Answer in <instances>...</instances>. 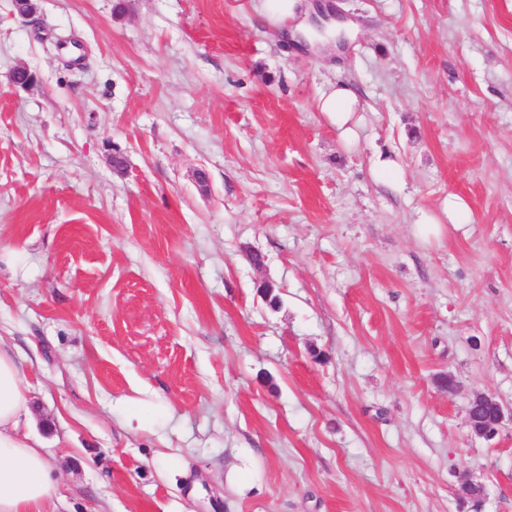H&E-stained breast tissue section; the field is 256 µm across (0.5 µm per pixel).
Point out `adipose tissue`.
<instances>
[{
	"mask_svg": "<svg viewBox=\"0 0 512 512\" xmlns=\"http://www.w3.org/2000/svg\"><path fill=\"white\" fill-rule=\"evenodd\" d=\"M358 105L356 94L338 84L323 94L318 108L349 137ZM28 415V385L21 365L12 349L0 342V512H55L56 482L45 448L24 427Z\"/></svg>",
	"mask_w": 512,
	"mask_h": 512,
	"instance_id": "adipose-tissue-1",
	"label": "adipose tissue"
}]
</instances>
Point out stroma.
I'll return each mask as SVG.
<instances>
[{
  "label": "stroma",
  "instance_id": "obj_1",
  "mask_svg": "<svg viewBox=\"0 0 512 512\" xmlns=\"http://www.w3.org/2000/svg\"><path fill=\"white\" fill-rule=\"evenodd\" d=\"M330 2L338 54L260 0H0V340L57 512H512V424L467 419L512 407V0ZM358 97L344 84L331 86L319 99L318 108L346 137L353 135L351 126L358 110ZM490 411V415L486 412ZM468 423L476 434L487 436L507 420L512 424V408L506 410L503 404L492 394L477 393L469 402Z\"/></svg>",
  "mask_w": 512,
  "mask_h": 512
}]
</instances>
